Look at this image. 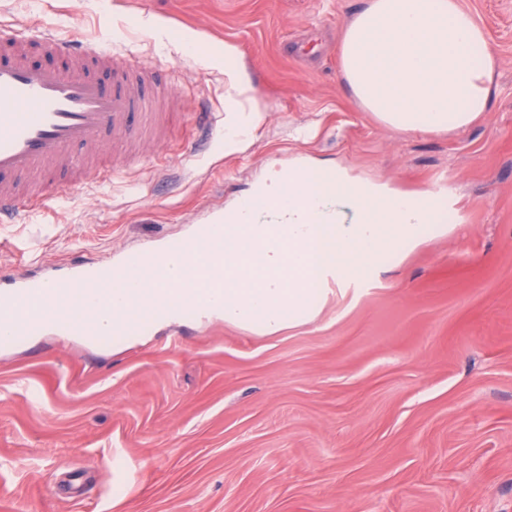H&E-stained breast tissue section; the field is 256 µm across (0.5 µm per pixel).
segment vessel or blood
<instances>
[{
  "label": "vessel or blood",
  "mask_w": 512,
  "mask_h": 512,
  "mask_svg": "<svg viewBox=\"0 0 512 512\" xmlns=\"http://www.w3.org/2000/svg\"><path fill=\"white\" fill-rule=\"evenodd\" d=\"M33 41L62 57V65H33L26 52ZM153 78L136 59L118 61L111 48L89 46L48 25L24 30L1 26L0 223L18 224L35 215L46 196L25 192V182L67 169L72 149L95 154L114 139L137 135L150 111ZM223 231L224 210L217 206L198 227L197 247ZM103 297L100 281L84 266L74 268L57 288L41 280L1 288L0 306L6 311L0 313V344L10 345L25 332L13 308L28 309L35 323L43 317L41 304L69 305L60 320L67 329L80 331L94 318Z\"/></svg>",
  "instance_id": "b4317fda"
}]
</instances>
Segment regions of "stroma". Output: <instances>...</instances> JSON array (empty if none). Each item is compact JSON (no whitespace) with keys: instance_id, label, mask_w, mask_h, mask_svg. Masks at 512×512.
I'll list each match as a JSON object with an SVG mask.
<instances>
[{"instance_id":"stroma-1","label":"stroma","mask_w":512,"mask_h":512,"mask_svg":"<svg viewBox=\"0 0 512 512\" xmlns=\"http://www.w3.org/2000/svg\"><path fill=\"white\" fill-rule=\"evenodd\" d=\"M363 0H0L163 61L167 136L93 186L0 224V279L120 264L187 236L270 164L305 156L402 190L449 181L454 222L275 335L186 317L113 342L43 330L0 347V512H512V0H462L499 57L475 125L395 133L339 76ZM234 43L263 112L224 151ZM217 125L184 154L199 106Z\"/></svg>"}]
</instances>
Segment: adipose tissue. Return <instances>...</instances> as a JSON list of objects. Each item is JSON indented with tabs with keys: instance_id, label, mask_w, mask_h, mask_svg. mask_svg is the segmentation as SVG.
Listing matches in <instances>:
<instances>
[{
	"instance_id": "obj_1",
	"label": "adipose tissue",
	"mask_w": 512,
	"mask_h": 512,
	"mask_svg": "<svg viewBox=\"0 0 512 512\" xmlns=\"http://www.w3.org/2000/svg\"><path fill=\"white\" fill-rule=\"evenodd\" d=\"M339 70L386 128L443 133L490 110L499 60L461 0H364L343 29Z\"/></svg>"
}]
</instances>
